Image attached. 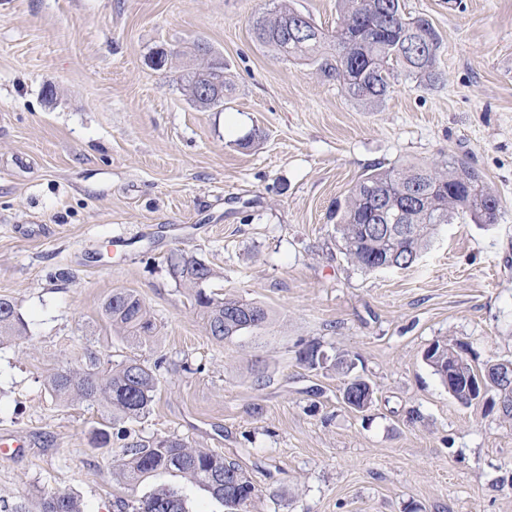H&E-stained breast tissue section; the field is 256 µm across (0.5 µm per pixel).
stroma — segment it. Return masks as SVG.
<instances>
[{
	"instance_id": "1",
	"label": "stroma",
	"mask_w": 512,
	"mask_h": 512,
	"mask_svg": "<svg viewBox=\"0 0 512 512\" xmlns=\"http://www.w3.org/2000/svg\"><path fill=\"white\" fill-rule=\"evenodd\" d=\"M404 5L440 35L437 78L398 73L368 104L256 42L272 0H0V297L28 328L0 343V438L24 443L0 457V497L119 512L153 489L113 480L123 442L94 447L101 410L46 388L92 348L157 366L129 431L236 460L250 512H512V422L459 404L423 359L448 340L475 366L512 360V0ZM199 43L224 59L218 109L184 88ZM464 155L495 223L441 225L407 269L351 262L330 213L363 173ZM174 250L270 324L213 340L167 272ZM118 289L146 303L153 343L113 333L102 306ZM311 344L354 358L367 408L345 403L330 362L300 361ZM35 498L39 512H84L81 501L69 493L37 491Z\"/></svg>"
}]
</instances>
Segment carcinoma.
Wrapping results in <instances>:
<instances>
[{
    "label": "carcinoma",
    "instance_id": "carcinoma-1",
    "mask_svg": "<svg viewBox=\"0 0 512 512\" xmlns=\"http://www.w3.org/2000/svg\"><path fill=\"white\" fill-rule=\"evenodd\" d=\"M340 23L335 35L328 36L297 10L281 5L272 13L253 19L255 40L275 49L285 58H303L318 65L327 77H339L346 94L356 100L379 101L391 88L395 70L436 78L435 65L440 38L424 18L411 19L404 13L403 0H341ZM209 67H199L185 76V87L195 96L210 83ZM385 196L389 213L404 211L401 223L417 226L416 231L394 242L380 230L366 237L364 225L381 224L371 217L370 202ZM498 211L497 199L487 191L482 174L464 159L449 157L445 168L410 166L404 169L376 167L363 174L343 202L336 204V226L342 249L364 272L370 273L371 255L397 250V267L416 263L428 248L437 227L457 219L483 222L482 212ZM167 271L176 284L193 298L206 330L217 341L230 340L245 330H258L269 319V311L254 302L220 297L208 285L214 269L205 262L181 252L166 258ZM103 315L121 338L141 345L149 343L154 322L144 301L129 291H115L103 305ZM26 325L16 305L0 298V342L24 336ZM425 360L442 384L448 383V359L425 354ZM464 380L481 378L492 402L500 403L505 419L512 421V373L497 372L493 365L482 369L463 359ZM450 384V383H448ZM47 388L65 404L89 403L107 411L108 425L93 432L92 443L102 448L112 442V425L138 420L149 414L159 390L155 369L139 359L128 357L114 364L96 351L85 353L77 366H66L47 376ZM373 388L361 379L346 383L343 398L347 404L370 405ZM451 396L469 406L475 395L464 391L461 380L450 384ZM125 443L123 457L113 466L112 477L132 489L153 476L168 473L181 485L162 484L143 499L120 502L121 512H188L185 486L198 487L224 507V512H249L257 496L256 486L235 461L205 448H198L177 435L151 441L131 440L118 431ZM39 512H84L81 501L72 494H35Z\"/></svg>",
    "mask_w": 512,
    "mask_h": 512
}]
</instances>
